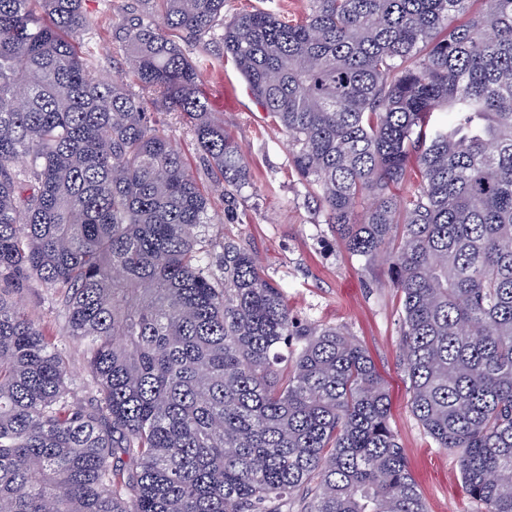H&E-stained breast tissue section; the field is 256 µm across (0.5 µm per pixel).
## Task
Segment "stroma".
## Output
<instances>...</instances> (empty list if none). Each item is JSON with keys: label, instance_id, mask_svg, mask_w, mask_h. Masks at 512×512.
<instances>
[{"label": "stroma", "instance_id": "stroma-1", "mask_svg": "<svg viewBox=\"0 0 512 512\" xmlns=\"http://www.w3.org/2000/svg\"><path fill=\"white\" fill-rule=\"evenodd\" d=\"M125 0H84L83 7L99 45L95 64L106 78L131 80L122 50L112 43V28L122 22ZM209 112L245 150L251 184L234 206L213 196L208 228L213 239L231 238L245 244L259 258L264 273L285 293L288 305L301 320L341 328L368 353L383 378L389 397V418L405 450L427 512H479L468 495L455 450L437 447L413 416L409 383L400 365V300L390 281L389 263L378 259L363 265L332 235L323 211L295 173L285 134L270 124L232 61L220 70H207ZM165 133L183 150L191 173L206 181L185 119L161 112ZM21 304L41 320L71 355L73 383L87 379L81 346L62 336L49 294L31 283Z\"/></svg>", "mask_w": 512, "mask_h": 512}]
</instances>
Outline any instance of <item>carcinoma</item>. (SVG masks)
Returning a JSON list of instances; mask_svg holds the SVG:
<instances>
[{"label":"carcinoma","instance_id":"1","mask_svg":"<svg viewBox=\"0 0 512 512\" xmlns=\"http://www.w3.org/2000/svg\"><path fill=\"white\" fill-rule=\"evenodd\" d=\"M136 0L95 74L82 0H0V512H426L371 359L288 308L212 185L250 184L199 88L217 41L326 223L390 261L414 416L484 512H512V0ZM202 52L190 57L166 34ZM417 188L397 193L409 166ZM37 280L88 379L20 304ZM307 0H225L224 22L228 23L242 11L268 9L276 13L288 15L290 18H301L305 15ZM148 110L150 112H161L157 117L160 121L161 127L164 129L165 133L175 142L183 152L187 158V162L189 165L190 172L203 183V185L207 184V174L204 166V162L197 154L192 138V134L190 131L189 124L185 119L180 117L173 112H165L164 109L159 108L156 110L152 107L151 104L148 106Z\"/></svg>","mask_w":512,"mask_h":512}]
</instances>
